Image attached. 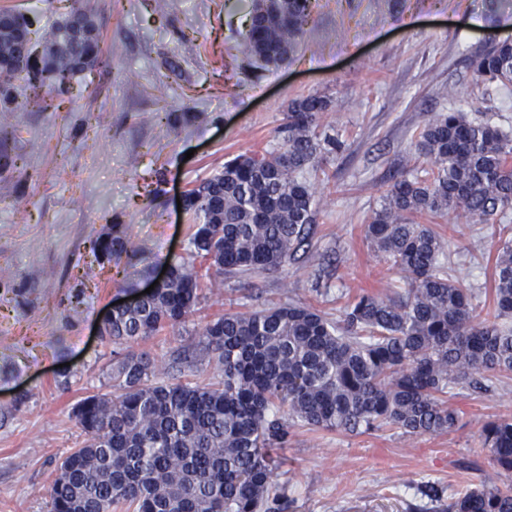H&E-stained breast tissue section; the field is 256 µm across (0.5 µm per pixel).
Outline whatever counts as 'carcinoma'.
Returning a JSON list of instances; mask_svg holds the SVG:
<instances>
[{
    "instance_id": "carcinoma-1",
    "label": "carcinoma",
    "mask_w": 512,
    "mask_h": 512,
    "mask_svg": "<svg viewBox=\"0 0 512 512\" xmlns=\"http://www.w3.org/2000/svg\"><path fill=\"white\" fill-rule=\"evenodd\" d=\"M311 0H252L238 53L264 67L288 61L305 34ZM29 17L24 33L0 31V91L23 79L47 88L84 74L100 38L74 36L59 52L33 56L59 39ZM489 81L512 87V43L492 44L475 61ZM332 100L312 94L288 107L279 143L239 154L212 175L206 198L188 199L189 257L168 260L169 278L135 306L112 312L102 340L124 347L113 363L115 392L96 393L73 411L84 434L61 462L65 480L50 487L53 512H283L286 486L274 483L296 426L358 433L395 428L416 437L456 430L460 411L448 387L481 389L477 374L512 373V236L498 240L491 301L479 318L475 295L448 274L444 246L423 215L450 210L485 224L512 209V135L460 112L440 113L417 148L432 176L395 178L365 225L366 240L405 284L383 295L351 297L331 320L292 298L261 310L226 312L197 338H182L168 367L193 369L206 356L216 383H170L162 360L135 345L176 333L202 293L226 281L277 272L297 255L320 263L312 247L319 203L309 180L323 155L342 143L318 130ZM107 260L141 256L116 230L97 240ZM481 446L512 473V418L484 424ZM446 512H512V488H468Z\"/></svg>"
}]
</instances>
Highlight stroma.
I'll return each instance as SVG.
<instances>
[{
    "mask_svg": "<svg viewBox=\"0 0 512 512\" xmlns=\"http://www.w3.org/2000/svg\"><path fill=\"white\" fill-rule=\"evenodd\" d=\"M247 2L169 0L161 15L153 0H82L101 35L94 71L47 94V108L0 112V154L12 159L0 168V268L12 273L0 280V512H52L55 470L82 440L72 409L109 390L113 348L95 324L168 257L186 255L192 220L177 197L229 158L274 144L293 100L330 97L321 123L345 144L311 174L325 263L293 262L287 282L261 273L205 299L190 331L290 298L332 318L346 293L400 287L364 227L394 174L425 177L421 129L455 111L512 133V89L473 68L492 40L512 37V0H312L304 41L267 68L235 51ZM116 224L143 254L97 262L93 244ZM429 224L449 274L483 297L494 230L512 229V210L493 225L454 211ZM448 401L461 412L448 434L293 428L275 476L287 512H440L467 487L512 485L480 438L487 421L512 417V377L452 386Z\"/></svg>",
    "mask_w": 512,
    "mask_h": 512,
    "instance_id": "obj_1",
    "label": "stroma"
}]
</instances>
